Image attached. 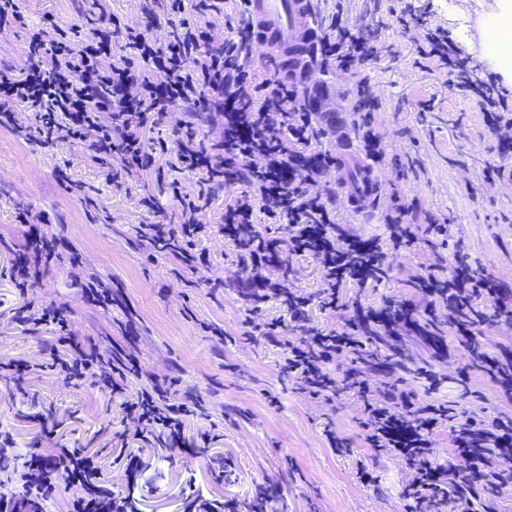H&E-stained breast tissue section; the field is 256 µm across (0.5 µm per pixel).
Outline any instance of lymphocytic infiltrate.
<instances>
[{"instance_id": "f902f5d3", "label": "lymphocytic infiltrate", "mask_w": 512, "mask_h": 512, "mask_svg": "<svg viewBox=\"0 0 512 512\" xmlns=\"http://www.w3.org/2000/svg\"><path fill=\"white\" fill-rule=\"evenodd\" d=\"M221 46H211L201 27L180 21L172 25L165 42L154 40L148 29L118 26L99 41L75 49L65 30L55 27L36 36L22 59L12 63L15 77H0V123L11 122L10 103L28 104L35 114L37 131L44 143L68 141L87 146L94 162L116 160L124 171L148 165L139 130L147 112L164 117L177 105L188 106L199 117L220 121L223 127V162L214 161L204 141L194 131L181 137L178 157L182 175L201 173L195 193H186L180 178L170 181L172 198L181 209L179 224H150L147 244L175 241L178 255L189 270L204 266L206 259L195 241L204 232L203 216L213 186L238 185L242 191L224 210V233L239 242L253 222L255 210L273 221L288 220L287 241L265 238L264 245L249 255L254 272L247 298L259 303L268 294L282 297L294 320H302L309 297L295 293L265 277L267 268L281 267L284 255L309 254L330 273L328 286L317 298L323 308L339 310L338 286L347 280H380L390 255L408 252L431 234L445 235L446 225L428 227L411 223L409 209L398 196H391L385 215L387 242L347 232L336 220L330 198L315 191L319 175L333 167L335 156L313 150L325 130L308 108L295 83L278 71L279 59H271L262 82L252 50L254 22L245 17L228 22ZM119 50L122 60L104 71L101 56ZM381 46L368 25L334 23L322 37L316 56L334 62L337 69L354 72L359 65L380 58ZM417 65L435 60L448 71V84L460 87L468 72L467 60L458 58L443 33H421L415 40ZM489 129L503 146L512 145V118L507 103L495 97L489 85L473 87ZM379 103L367 80L354 84V110L360 116L362 147L378 165L387 158L372 133V114ZM427 299L424 312L413 302L388 301L382 307L353 306L341 325L324 331L305 328L297 340H286L282 369L296 376L310 398L333 401L339 381L349 382L363 401L360 426L372 459L390 455L401 460L413 478L405 487V512H430L433 506L455 497L466 512H497L493 493L512 487V418L469 416L457 421L447 403L419 401L408 386L409 371L393 362L368 364L358 358L362 337L371 327L396 335L421 331L423 322L446 317L456 335L465 339L471 362L494 382L501 399L512 401V371L500 370L499 358L490 356L479 341L487 321L480 306H496L495 322L512 328V306L499 303L497 288L485 271L473 267L464 253H457L452 273L442 265H430L418 280ZM69 308H42L39 317L18 315L22 324L54 327L66 353L51 351V370L66 384L86 382L121 395V408L141 435L157 439L176 452L186 447L185 425L197 416V399L170 397L167 382L153 378L140 386L130 385L142 377L134 354L106 360L95 342L76 343L70 334ZM347 363L340 373L331 366L339 358ZM451 422L453 454L449 462L437 457L434 432ZM30 468L41 495L66 494L70 512H122L117 498L104 494L94 479L97 458L83 448H63L56 465L45 462L41 448L30 453Z\"/></svg>"}]
</instances>
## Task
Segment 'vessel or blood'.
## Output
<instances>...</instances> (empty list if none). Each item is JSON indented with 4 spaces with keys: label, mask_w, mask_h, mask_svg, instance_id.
<instances>
[{
    "label": "vessel or blood",
    "mask_w": 512,
    "mask_h": 512,
    "mask_svg": "<svg viewBox=\"0 0 512 512\" xmlns=\"http://www.w3.org/2000/svg\"><path fill=\"white\" fill-rule=\"evenodd\" d=\"M254 20L256 45L279 58H291V72L309 91V104L322 106V83L316 80L314 47L320 36L313 23V0H246ZM356 178H337L336 184L344 190V200L350 210L366 212L377 208L383 182L373 167L358 163Z\"/></svg>",
    "instance_id": "b4317fda"
}]
</instances>
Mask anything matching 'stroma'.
<instances>
[{"mask_svg":"<svg viewBox=\"0 0 512 512\" xmlns=\"http://www.w3.org/2000/svg\"><path fill=\"white\" fill-rule=\"evenodd\" d=\"M81 3L19 0V21L0 29V57L23 53L37 34L55 25L67 28L73 40L88 41L87 25L77 11ZM502 3L315 0L314 20L324 33L338 16L351 25L384 20L378 30L380 59L360 66L353 76L333 64L322 65L320 76L331 87L326 108L335 113L347 140L357 143L361 128L352 85L358 78L369 82L380 103L372 130L387 156L399 163L398 169H383L385 183L399 193L415 223L447 225L448 237L438 253L450 261L465 249L497 281L502 302L510 305L512 157L498 158L497 137L472 95L449 91L446 70L417 66L412 36L390 23L392 10L411 7L428 28L446 31L463 56L480 58L478 78L493 79L492 63L480 57L478 27ZM225 9V14L201 18L193 0H181L179 11L165 5L149 19L141 0H99L98 12L129 26L149 27L160 42L169 36L170 19L198 22L217 46L224 41L226 16L240 12V0H227ZM13 110V125L0 127V362L15 361L29 371L20 381L0 382V432L11 435L15 453L14 468L0 470V494L24 495L23 461L42 431L53 430L63 444L96 452L99 486L132 495L140 512H203L187 499L193 489L213 500L234 501L236 512H252L259 492L270 485L279 487L280 494L262 504V512H403L402 491L411 476L393 457L371 461L358 424L356 394L345 392L330 405L309 399L295 378L282 372L283 346L245 327L249 303L244 288L251 273L224 237V208L239 186L213 188L204 216L207 229L196 241L207 263L190 283L175 275L166 252L139 240V225L180 221L168 183L178 177L173 131L189 121L188 112L177 106L164 120H147L143 142L150 165L115 180L83 146L43 145L26 104L15 103ZM493 162L500 163L503 173L489 182L484 170ZM181 180L186 191L195 190V178ZM147 197L152 206L144 205ZM23 212L30 223L44 225L68 243L24 297L11 278L16 258L9 249L22 239L18 217ZM433 255L423 245L394 257L387 279L344 283L339 297L365 307L408 299L425 308L415 281ZM269 277L287 279L290 289L310 299L324 286L323 269L310 255L293 259L288 275L274 269ZM93 279L113 289L114 304L103 309L86 303L82 286ZM27 302L37 310L68 305L76 341L91 338L106 351H134L145 374L176 378L177 393L200 395L203 410L187 422L186 433L194 438L209 434V444L191 455L160 456L125 419L120 396L88 384H64L44 365L43 347L54 330L23 327L15 320ZM258 318L279 323L287 339L300 335L305 325L329 329L341 322L340 314L311 300L304 323H297L275 296L260 303ZM438 334L446 351L414 334L404 337L402 346L413 360L430 364L442 376L439 397L480 416L512 415V405L499 402L495 385L479 371L470 372L468 385L480 392V399L462 396L455 369L466 363V355L448 327H439ZM331 432L347 441V450L330 448ZM369 465L378 479L374 486L359 477Z\"/></svg>","mask_w":512,"mask_h":512,"instance_id":"stroma-1","label":"stroma"}]
</instances>
